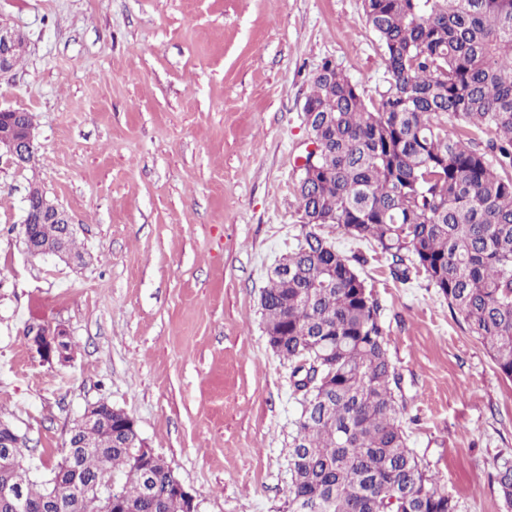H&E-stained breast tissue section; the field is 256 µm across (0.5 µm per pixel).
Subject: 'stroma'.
Segmentation results:
<instances>
[{
  "mask_svg": "<svg viewBox=\"0 0 512 512\" xmlns=\"http://www.w3.org/2000/svg\"><path fill=\"white\" fill-rule=\"evenodd\" d=\"M0 22L27 42L0 109L32 113L37 146L24 167L0 157V421L42 479L105 400L200 512H289L299 404L260 297L301 234L314 72L331 60L365 95L384 85L362 0H0ZM33 185L71 216L81 266L25 251ZM321 233L369 259L410 447L459 512H503L512 380L424 275L395 281L369 242ZM43 321L67 330L69 363L31 350Z\"/></svg>",
  "mask_w": 512,
  "mask_h": 512,
  "instance_id": "obj_1",
  "label": "stroma"
}]
</instances>
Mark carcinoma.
Wrapping results in <instances>:
<instances>
[{
    "instance_id": "carcinoma-1",
    "label": "carcinoma",
    "mask_w": 512,
    "mask_h": 512,
    "mask_svg": "<svg viewBox=\"0 0 512 512\" xmlns=\"http://www.w3.org/2000/svg\"><path fill=\"white\" fill-rule=\"evenodd\" d=\"M363 10L386 84L368 97L340 69L312 77L305 103L321 149L315 177L298 173L302 239L261 295L292 389L309 374L322 380L299 398L290 512H458L408 447L382 308L358 271L368 257L339 253L318 228L374 243L395 280L423 273L512 379V0H363ZM61 232L35 224L30 241L51 246ZM112 419L107 431L75 433L108 451L81 461L79 512H103L107 476L112 512H184L179 477L159 457L145 468L122 414ZM14 483L1 468L0 512H17ZM497 484L511 510V465ZM23 493L39 512L48 487L29 478Z\"/></svg>"
}]
</instances>
